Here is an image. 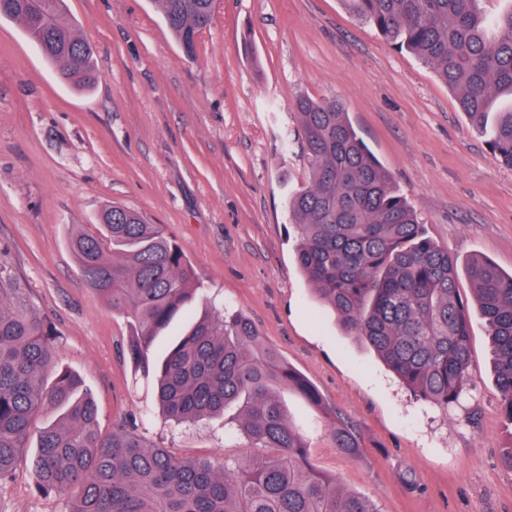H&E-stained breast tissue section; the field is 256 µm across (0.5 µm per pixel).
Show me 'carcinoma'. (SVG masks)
<instances>
[{
  "label": "carcinoma",
  "instance_id": "cac0c4a2",
  "mask_svg": "<svg viewBox=\"0 0 512 512\" xmlns=\"http://www.w3.org/2000/svg\"><path fill=\"white\" fill-rule=\"evenodd\" d=\"M186 55L211 26L216 0H153ZM364 24L432 67L479 130L497 91L512 94V7L490 19L480 0H344ZM0 18L18 22L61 78L96 80L94 51L77 35L66 0H0ZM297 145L307 184L286 199L297 263L349 336L370 347L420 400L457 403L475 381L468 307L457 260L427 236L416 207L392 185L334 99L295 100ZM512 169V109L490 137ZM68 246L87 285L127 318L126 354L135 379L174 425L224 415V435L243 441L246 461L186 459L150 443L137 422L103 436L83 380L56 359L54 327L33 314L21 288L0 275V481L37 442L35 490L70 496L68 512H379L319 471L308 440L288 413V390L325 412L316 388L262 342L248 318L214 308L156 357L154 340L198 298L185 250L137 210L107 205L97 232ZM467 274L494 346L502 411L512 426V273L473 259ZM57 420L40 425L44 410ZM334 447L349 458L359 441L328 418Z\"/></svg>",
  "mask_w": 512,
  "mask_h": 512
}]
</instances>
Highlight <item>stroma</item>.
Segmentation results:
<instances>
[{"instance_id":"1","label":"stroma","mask_w":512,"mask_h":512,"mask_svg":"<svg viewBox=\"0 0 512 512\" xmlns=\"http://www.w3.org/2000/svg\"><path fill=\"white\" fill-rule=\"evenodd\" d=\"M96 54L97 79L64 82L21 26L0 19V268L57 332L63 366L91 391L102 434L142 418L150 441L215 464L243 457L220 418L173 427L125 356L130 328L81 278L65 245L101 208L143 213L187 252L205 295L242 312L352 427L361 453L336 451L319 415L280 397L312 462L379 512H512L493 351L473 285L475 383L458 404L416 400L324 307L299 269L287 196L307 179L284 146L297 96L340 101L430 238L459 262L512 272V169L502 166L433 70L358 21L343 0H217L187 57L153 0H67ZM35 491L32 459L0 482V512H67Z\"/></svg>"}]
</instances>
